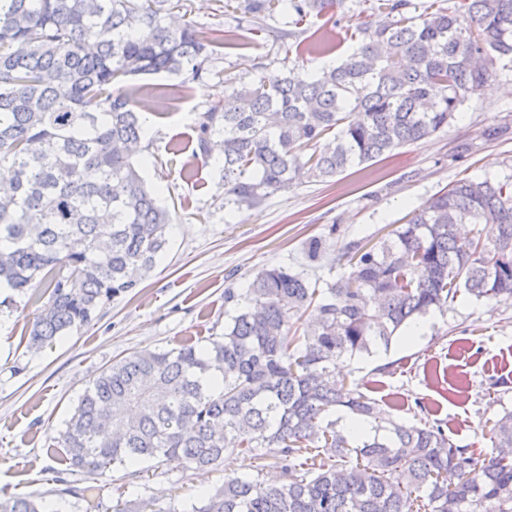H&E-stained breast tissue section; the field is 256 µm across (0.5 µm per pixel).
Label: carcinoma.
Returning <instances> with one entry per match:
<instances>
[{"label":"carcinoma","instance_id":"1","mask_svg":"<svg viewBox=\"0 0 512 512\" xmlns=\"http://www.w3.org/2000/svg\"><path fill=\"white\" fill-rule=\"evenodd\" d=\"M168 2L0 0V164L14 172L0 185V286L39 304L32 349L90 325L167 246L170 212L135 159L147 128L128 80L165 73L186 89L212 74L220 41L171 25ZM236 2L297 27L333 19L344 0ZM411 7L375 0L379 18L349 36L358 43L338 64L229 84L200 113L195 156L222 150L224 206L256 208L427 139L494 61L512 63V0ZM464 224L497 233L467 236ZM343 257L322 289L283 266L225 289L235 314L203 348L144 349L103 368L59 434L70 474L96 481L156 460L216 468L236 453L251 473L224 478L192 512H512V410L492 421L491 452L461 447L439 423L395 417L341 370L462 295L512 301V174L458 179L377 243H346ZM312 306L315 323L299 326ZM271 469L274 483L262 479ZM153 506L137 497L112 512ZM0 512L59 510L29 495Z\"/></svg>","mask_w":512,"mask_h":512}]
</instances>
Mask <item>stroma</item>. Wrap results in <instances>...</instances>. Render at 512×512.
<instances>
[{
	"instance_id": "stroma-1",
	"label": "stroma",
	"mask_w": 512,
	"mask_h": 512,
	"mask_svg": "<svg viewBox=\"0 0 512 512\" xmlns=\"http://www.w3.org/2000/svg\"><path fill=\"white\" fill-rule=\"evenodd\" d=\"M226 2L180 0L172 13L179 23L223 35L224 43L213 74L150 115L154 159L142 175L162 187L172 222L168 246L139 292L104 304L90 326L30 352L23 337L36 308L26 296L0 289L2 501L37 494L61 512H112L117 500L133 499L141 485L162 512L171 506L189 512L201 492L247 473V461L233 455L207 471L168 462L138 478L117 467L99 479L96 509L73 493L58 432L88 382L112 360L138 350H169L186 340L207 345L224 331L225 289L247 288L261 269L288 266L322 285L334 281L345 243L378 240L457 179H495L512 171V139L484 136L487 128L512 126V65L498 62L487 84L439 134L333 182L276 192L259 208L225 207L222 161L194 156L199 113L223 98L226 82L273 81L292 68L314 72L335 63L352 47L346 29L375 18L370 0H345L335 23L312 20L299 37H289L288 19L279 14L254 35ZM317 40L338 48L326 56L309 53L308 44ZM315 236L326 246L311 262L303 247ZM423 323L418 337L351 362L352 380L379 403L394 404L400 419L441 423L456 445L490 450V421L512 409V302L461 299Z\"/></svg>"
}]
</instances>
